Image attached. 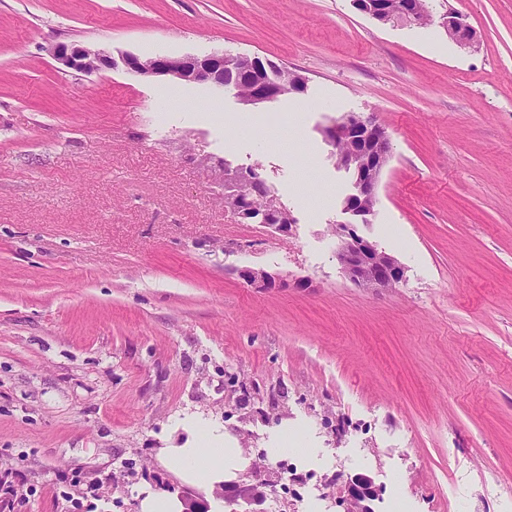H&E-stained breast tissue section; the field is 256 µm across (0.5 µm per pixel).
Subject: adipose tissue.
Instances as JSON below:
<instances>
[{"label": "adipose tissue", "mask_w": 512, "mask_h": 512, "mask_svg": "<svg viewBox=\"0 0 512 512\" xmlns=\"http://www.w3.org/2000/svg\"><path fill=\"white\" fill-rule=\"evenodd\" d=\"M166 458L187 479L209 486L223 482L241 460L239 450L225 447L223 433L216 430L201 443L167 449Z\"/></svg>", "instance_id": "ef3b65f1"}]
</instances>
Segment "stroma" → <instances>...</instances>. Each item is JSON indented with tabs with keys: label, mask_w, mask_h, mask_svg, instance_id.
<instances>
[{
	"label": "stroma",
	"mask_w": 512,
	"mask_h": 512,
	"mask_svg": "<svg viewBox=\"0 0 512 512\" xmlns=\"http://www.w3.org/2000/svg\"><path fill=\"white\" fill-rule=\"evenodd\" d=\"M449 8L475 47L351 0H0L7 512H140L146 488L209 512H344L357 474L374 512H512V0H436ZM60 43L257 55L307 89L254 108L68 69ZM346 112L391 143L358 227L405 269L388 290L354 286L336 258L352 186L321 130ZM221 161L258 167L287 234L234 222ZM200 423L241 448L233 480L260 500L168 466L165 444ZM400 0H353L355 8L382 25L399 22Z\"/></svg>",
	"instance_id": "stroma-1"
}]
</instances>
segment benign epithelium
Returning a JSON list of instances; mask_svg holds the SVG:
<instances>
[{
    "label": "benign epithelium",
    "instance_id": "obj_1",
    "mask_svg": "<svg viewBox=\"0 0 512 512\" xmlns=\"http://www.w3.org/2000/svg\"><path fill=\"white\" fill-rule=\"evenodd\" d=\"M355 8L382 25H393L400 15L399 0H353ZM439 24L448 38L462 47H472L477 42L475 29L465 17L446 10L439 15ZM53 56L63 66L85 73L113 68L111 57L77 44H58ZM123 66L145 78L170 76L184 82L209 84L214 88L236 91L240 101L259 105L283 96L278 81L280 66L258 56L243 53H213L198 57L192 55H154L143 58L136 54L122 56ZM331 145L345 148L340 158L342 168L353 176V190L343 201V211L368 223L367 216L374 213L378 187L390 155L389 136L385 128L371 115L347 112L323 128ZM224 187L235 198L244 195V188L252 180L246 168L219 166ZM235 221L264 224L286 233L294 219L289 211L271 203L263 209L237 206L233 211ZM338 238L336 255L345 277L360 288L390 289L404 277V270L391 255L357 232V223L336 225ZM240 276L260 288L276 286L275 276L263 269H244ZM378 496L372 479L356 475L345 482L342 496L345 512H374L370 503Z\"/></svg>",
    "mask_w": 512,
    "mask_h": 512
}]
</instances>
